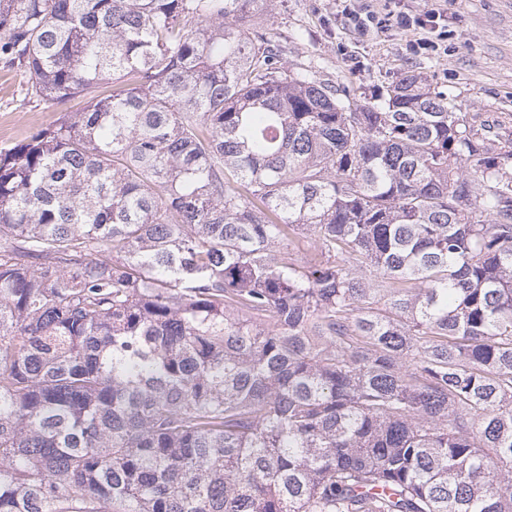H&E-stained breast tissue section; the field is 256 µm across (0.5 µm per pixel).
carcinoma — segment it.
I'll use <instances>...</instances> for the list:
<instances>
[{
    "mask_svg": "<svg viewBox=\"0 0 512 512\" xmlns=\"http://www.w3.org/2000/svg\"><path fill=\"white\" fill-rule=\"evenodd\" d=\"M255 3L0 0V512H512V140ZM28 76L4 70L0 64V149H8L31 132L52 124L59 116L43 106L24 101Z\"/></svg>",
    "mask_w": 512,
    "mask_h": 512,
    "instance_id": "obj_1",
    "label": "carcinoma"
}]
</instances>
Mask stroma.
Returning a JSON list of instances; mask_svg holds the SVG:
<instances>
[{"instance_id":"stroma-1","label":"stroma","mask_w":512,"mask_h":512,"mask_svg":"<svg viewBox=\"0 0 512 512\" xmlns=\"http://www.w3.org/2000/svg\"><path fill=\"white\" fill-rule=\"evenodd\" d=\"M417 12L448 16V48L413 55L409 35L390 25L362 34L337 12L336 0H257L256 24H267L285 60L312 64L318 77L351 98L372 99L414 72L460 111L512 136V0H406ZM28 78L0 68V149L52 124V110L28 104Z\"/></svg>"}]
</instances>
